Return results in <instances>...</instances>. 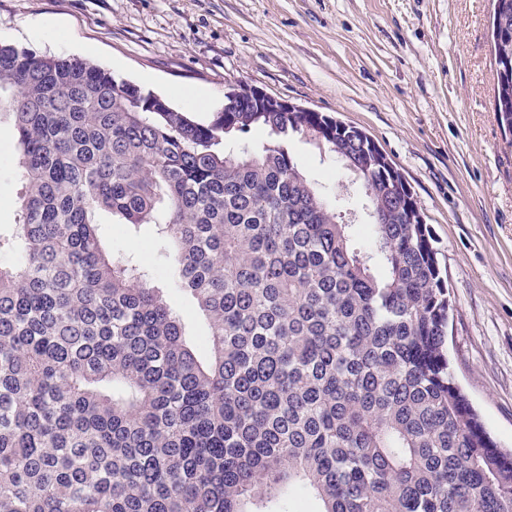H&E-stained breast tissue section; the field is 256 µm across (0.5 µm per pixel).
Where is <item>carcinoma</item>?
<instances>
[{
	"label": "carcinoma",
	"mask_w": 512,
	"mask_h": 512,
	"mask_svg": "<svg viewBox=\"0 0 512 512\" xmlns=\"http://www.w3.org/2000/svg\"><path fill=\"white\" fill-rule=\"evenodd\" d=\"M492 5L512 127V0ZM2 120L22 192L0 234V512H512V452L449 370L430 229L366 133L247 97L202 124L0 43ZM314 130L358 203L293 156ZM102 211L158 225L204 340L102 243Z\"/></svg>",
	"instance_id": "obj_1"
}]
</instances>
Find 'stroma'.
<instances>
[{
    "label": "stroma",
    "instance_id": "35a3bbf8",
    "mask_svg": "<svg viewBox=\"0 0 512 512\" xmlns=\"http://www.w3.org/2000/svg\"><path fill=\"white\" fill-rule=\"evenodd\" d=\"M491 0H0V42L74 56L164 97L200 123L253 85L370 135L410 185L448 276L450 369L487 431L512 450V135L494 110ZM292 153L327 195L328 149ZM0 125V231L21 192ZM113 252H151L153 225L102 215Z\"/></svg>",
    "mask_w": 512,
    "mask_h": 512
}]
</instances>
